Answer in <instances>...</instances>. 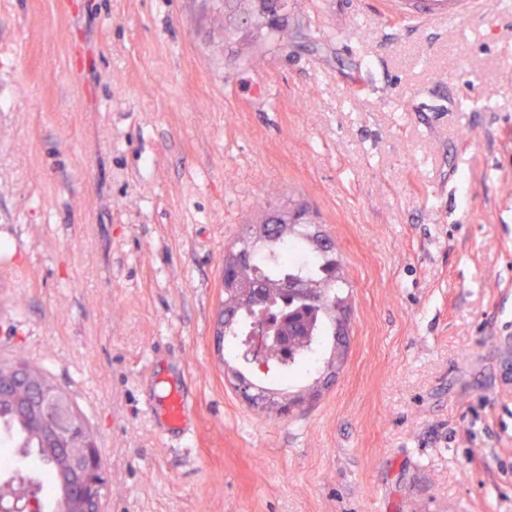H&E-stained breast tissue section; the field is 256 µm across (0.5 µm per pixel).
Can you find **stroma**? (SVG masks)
I'll return each instance as SVG.
<instances>
[{
  "instance_id": "1",
  "label": "stroma",
  "mask_w": 512,
  "mask_h": 512,
  "mask_svg": "<svg viewBox=\"0 0 512 512\" xmlns=\"http://www.w3.org/2000/svg\"><path fill=\"white\" fill-rule=\"evenodd\" d=\"M224 0H0V363L86 418L101 512H512V16L291 0L241 69ZM306 202L344 361L280 416L224 359V255ZM197 397L190 440L150 416ZM423 1L426 0H392V6L397 16L406 19L433 16L432 14L435 13V10H425ZM157 390L163 416V435L184 436L190 411L187 393L179 384L170 381H158Z\"/></svg>"
}]
</instances>
